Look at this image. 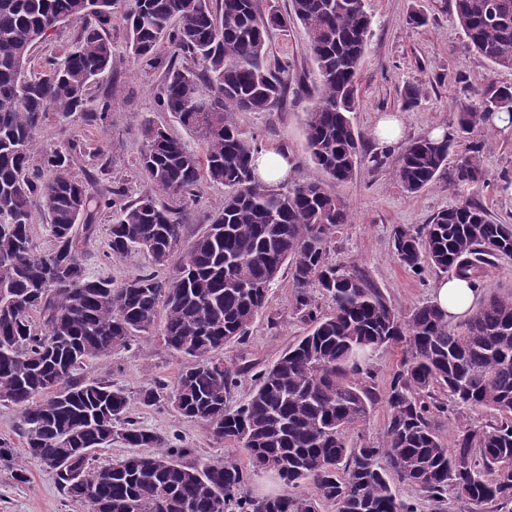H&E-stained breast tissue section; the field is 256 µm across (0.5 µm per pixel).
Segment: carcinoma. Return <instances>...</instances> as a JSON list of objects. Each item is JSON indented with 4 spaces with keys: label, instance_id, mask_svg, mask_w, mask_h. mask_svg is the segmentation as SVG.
I'll list each match as a JSON object with an SVG mask.
<instances>
[{
    "label": "carcinoma",
    "instance_id": "carcinoma-1",
    "mask_svg": "<svg viewBox=\"0 0 512 512\" xmlns=\"http://www.w3.org/2000/svg\"><path fill=\"white\" fill-rule=\"evenodd\" d=\"M117 2L0 0V405L21 414L26 457L68 458L77 477L56 474L55 482L89 512H127L132 501L138 512H319L321 501L336 512H417L397 498L394 478L434 503L450 487L471 508L512 503V293L482 298L456 322L431 303L401 316L363 274L329 261L333 237L350 223L345 200L321 183L260 180L257 147L237 127V113L274 112L282 103L288 65L272 63L270 43L274 31L297 21L319 75L306 117L309 157L332 181H353L362 139L349 114L372 25L366 0H291L286 15H263L255 0H217L216 8L210 0H137L128 18L133 59L154 65L167 42L193 60V68H168L159 102L203 144L194 152L166 129L146 125L138 166L166 194L190 197L203 180L224 186L207 230L182 252L179 211L153 196L117 208L111 195L121 190L92 191L57 149L41 155L48 178L30 170L49 114L81 112L89 123H106L109 103L94 112L86 103L92 83L112 70L107 29ZM453 7L467 48L511 70L512 0H453ZM66 22L81 31L63 58L28 74L32 48ZM204 91L212 105L201 112L192 98ZM463 95L457 137L467 144L454 180L473 189L485 176L479 136L501 112L512 122V109L503 107L512 104V86L491 82ZM453 148L448 136L411 141L396 180L410 194L421 191L440 176ZM36 198L53 238L42 255L31 237ZM102 207L115 208L108 227L113 257L147 253L159 267L177 262L176 273L144 274L120 286L87 273L82 256ZM393 245L403 266L419 271L428 263L475 287L486 266L512 257V224L466 200L417 231L396 228ZM284 268L309 331L259 373L248 400L232 409L227 398L237 380L218 354L246 339ZM314 287L330 299L329 312L317 311ZM161 309L165 344L194 361L171 391L178 413L237 443L256 472L278 460L282 492L245 494L249 475L240 467L186 464L188 449L131 419H124L121 442L155 452L118 460L119 470L90 467L84 452L112 444L127 396L76 371L150 331ZM35 312L43 318L39 327ZM392 344L403 346V360L387 392L383 445L353 447L346 432L366 421L372 404L354 376L368 373L375 352ZM436 389L492 419L465 424L455 447H445L429 420L430 408H443L433 399ZM145 457L157 470L141 471ZM306 483L316 496L295 492Z\"/></svg>",
    "mask_w": 512,
    "mask_h": 512
}]
</instances>
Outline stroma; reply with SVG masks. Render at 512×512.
I'll use <instances>...</instances> for the list:
<instances>
[{
    "label": "stroma",
    "mask_w": 512,
    "mask_h": 512,
    "mask_svg": "<svg viewBox=\"0 0 512 512\" xmlns=\"http://www.w3.org/2000/svg\"><path fill=\"white\" fill-rule=\"evenodd\" d=\"M134 0H121L108 36L112 41V73L89 90V108L109 98L111 109L106 127L89 125L81 114L62 120L49 117L37 135L38 148L66 151L70 170L93 188H121L129 202L153 187L137 165L144 148L142 128L163 126L191 149H200L195 134L175 121L158 105L160 88L168 65L191 66L185 55H173L168 46L158 51L155 66H139L132 59L125 13ZM372 15L370 38L359 73L358 101L351 122L362 135L357 178L334 185L336 195L345 199L352 221L335 234L329 258L366 274L380 289L387 303L401 315L432 299L436 284L445 271L424 267L412 271L394 256L393 230L413 229L429 223L437 212L474 199L492 215L512 223V192H503V177H512V130L491 129L481 138L486 183L478 192L460 188L452 171L418 193H407L393 172L404 144L429 135L437 127L455 129L462 87L483 88L488 82L512 84V70L495 68L478 54L468 52L465 36L456 19L452 0H367ZM423 11L425 26L407 24L410 13ZM308 38L301 25L278 32L271 44V57L288 66V96L278 111L241 112L238 127L243 136L266 150L285 149L293 168L290 182H326L327 176L308 156L305 122L312 104L303 86L316 84L318 74L307 49ZM418 85L423 95L417 106L404 107L407 84ZM399 115L403 125L401 143L384 146L376 136L379 118ZM224 196L223 185L202 182L197 198L160 195L161 203L181 212L182 242L191 244L206 229L205 214ZM98 231L86 249L84 264L95 276L111 278L120 285L139 275L155 272L166 276L172 267H155L150 256L138 254L125 259L111 256L106 246L110 210L97 216ZM309 326L295 310L294 291L288 273H281L269 293L266 307L256 317L245 343L225 344L224 363L237 372V385L227 399L230 407L243 404L255 387V375L272 366ZM403 359L399 345L379 349L372 374L359 385L374 396L369 417L347 433L350 445H380L387 420L384 395ZM187 358L174 355L164 344L160 329L138 334L129 346L92 361L79 370L84 379L101 380L123 388L131 419L158 432L171 444L188 449L189 460L200 463H232L249 469L243 449L217 439L203 422L181 417L167 401L144 404L142 392L152 386L173 387L189 366ZM12 446V457L0 459V512H87L84 504L67 498L57 487L52 473L40 463L24 460L22 422L12 408L0 406V441ZM24 460V473H17L16 460Z\"/></svg>",
    "instance_id": "obj_1"
}]
</instances>
